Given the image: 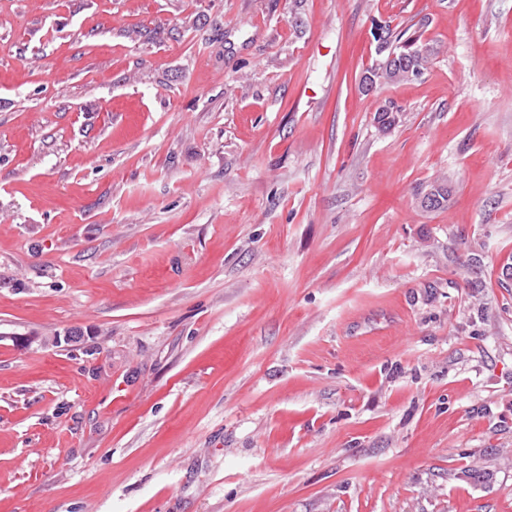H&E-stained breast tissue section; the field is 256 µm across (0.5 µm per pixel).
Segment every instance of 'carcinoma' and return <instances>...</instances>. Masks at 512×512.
Masks as SVG:
<instances>
[{
  "mask_svg": "<svg viewBox=\"0 0 512 512\" xmlns=\"http://www.w3.org/2000/svg\"><path fill=\"white\" fill-rule=\"evenodd\" d=\"M381 30L382 35L376 46L378 59L367 70L365 76V81L373 88L411 79L412 70L423 67L437 53L434 42L423 39L420 34H414L402 42L393 37L390 26L383 25ZM393 48L397 53L392 58L390 50ZM373 120L380 131L386 132L397 124L398 112L383 107L375 112ZM450 195L451 187L448 181L438 179L421 186L415 197L420 208L434 212L448 207Z\"/></svg>",
  "mask_w": 512,
  "mask_h": 512,
  "instance_id": "1",
  "label": "carcinoma"
}]
</instances>
